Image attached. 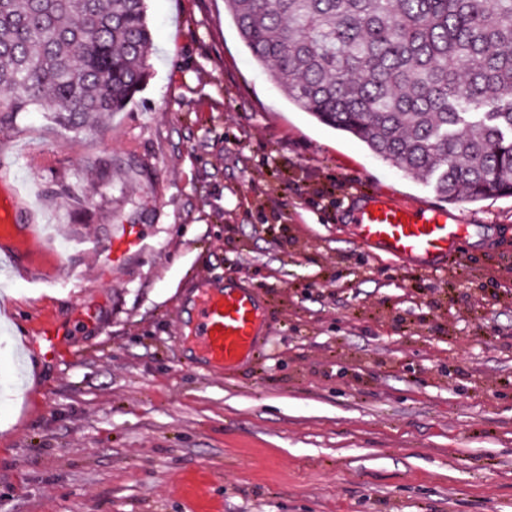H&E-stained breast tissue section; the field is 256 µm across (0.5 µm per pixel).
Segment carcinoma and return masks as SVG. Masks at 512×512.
<instances>
[{"label": "carcinoma", "instance_id": "obj_1", "mask_svg": "<svg viewBox=\"0 0 512 512\" xmlns=\"http://www.w3.org/2000/svg\"><path fill=\"white\" fill-rule=\"evenodd\" d=\"M284 95L443 200L512 195V0H224ZM146 0H0V126L64 128L143 87Z\"/></svg>", "mask_w": 512, "mask_h": 512}]
</instances>
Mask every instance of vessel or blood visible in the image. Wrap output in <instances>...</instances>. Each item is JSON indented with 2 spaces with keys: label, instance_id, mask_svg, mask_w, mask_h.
Masks as SVG:
<instances>
[{
  "label": "vessel or blood",
  "instance_id": "b4317fda",
  "mask_svg": "<svg viewBox=\"0 0 512 512\" xmlns=\"http://www.w3.org/2000/svg\"><path fill=\"white\" fill-rule=\"evenodd\" d=\"M355 222L362 247L395 259L443 267L459 257L462 226L447 209L378 199L357 209ZM263 318L251 290H203L193 307L195 345L211 364L239 363L256 353Z\"/></svg>",
  "mask_w": 512,
  "mask_h": 512
}]
</instances>
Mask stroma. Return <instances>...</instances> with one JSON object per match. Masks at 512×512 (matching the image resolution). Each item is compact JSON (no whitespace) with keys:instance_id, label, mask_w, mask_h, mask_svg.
<instances>
[{"instance_id":"stroma-1","label":"stroma","mask_w":512,"mask_h":512,"mask_svg":"<svg viewBox=\"0 0 512 512\" xmlns=\"http://www.w3.org/2000/svg\"><path fill=\"white\" fill-rule=\"evenodd\" d=\"M147 15L123 111L0 130V512H512V197L454 204L465 274L366 251L357 198L431 187L288 101L224 0ZM205 283L267 306L242 364L195 355Z\"/></svg>"}]
</instances>
